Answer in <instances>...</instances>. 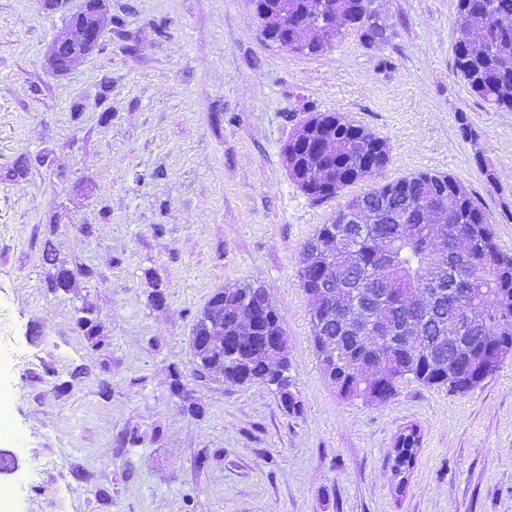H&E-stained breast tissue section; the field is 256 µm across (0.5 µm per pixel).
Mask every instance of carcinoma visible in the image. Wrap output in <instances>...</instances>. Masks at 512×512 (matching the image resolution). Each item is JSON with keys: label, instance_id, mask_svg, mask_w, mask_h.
<instances>
[{"label": "carcinoma", "instance_id": "cac0c4a2", "mask_svg": "<svg viewBox=\"0 0 512 512\" xmlns=\"http://www.w3.org/2000/svg\"><path fill=\"white\" fill-rule=\"evenodd\" d=\"M345 22L324 40L308 45L313 18L312 0H265L273 7L269 41L291 51L317 55L344 35L343 27L361 26L370 41L382 30L370 22L368 0H334ZM459 30L469 41L455 48V67L469 89L498 110L512 111V0H457ZM303 126L312 129L307 143L288 141L292 151L289 175L316 200L336 196L317 182L314 172L328 173L339 189L376 177L386 167L385 140L339 112L308 111ZM359 215L362 223L349 220ZM435 285L432 306H415L414 290ZM300 286L309 297L312 338L318 356L330 346L338 351L331 378L345 400L383 403L392 399L402 381L465 394L475 368L486 363L485 377L512 361V254L503 252L485 208L452 176L419 171L380 183L350 198L328 224L318 227L302 248ZM224 305L211 297L192 328L191 345L214 322L223 336H235L225 307L238 300L267 293L242 283L226 288ZM356 305L373 309V322L393 331L406 320L417 323L416 337L394 346L377 338L361 337L347 329L341 312ZM467 308L478 310L480 326L468 334L465 346L453 353L455 368L448 373V329ZM283 336L282 320L271 300L252 324V349L245 372H240L232 350L211 355L194 352L200 373H223L241 384H259L274 391L287 409L297 406L289 376L288 355L270 370L271 357L264 339ZM419 436L409 429L396 446L410 468Z\"/></svg>", "mask_w": 512, "mask_h": 512}]
</instances>
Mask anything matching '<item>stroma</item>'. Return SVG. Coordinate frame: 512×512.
<instances>
[{
	"label": "stroma",
	"mask_w": 512,
	"mask_h": 512,
	"mask_svg": "<svg viewBox=\"0 0 512 512\" xmlns=\"http://www.w3.org/2000/svg\"><path fill=\"white\" fill-rule=\"evenodd\" d=\"M79 5L0 0L13 512H512V362L464 395L413 381L382 404L336 394L300 255L375 181L318 201L282 156L307 109L342 113L386 141L379 180L449 174L512 253V112L456 71V0H369L385 40L352 29L316 56L267 41L250 0H109L100 47L59 72L49 47ZM47 243L70 291L47 284ZM237 283L267 288L281 316L296 411L196 375V317ZM83 308L99 339L78 329ZM410 426L420 445L399 472Z\"/></svg>",
	"instance_id": "1"
}]
</instances>
